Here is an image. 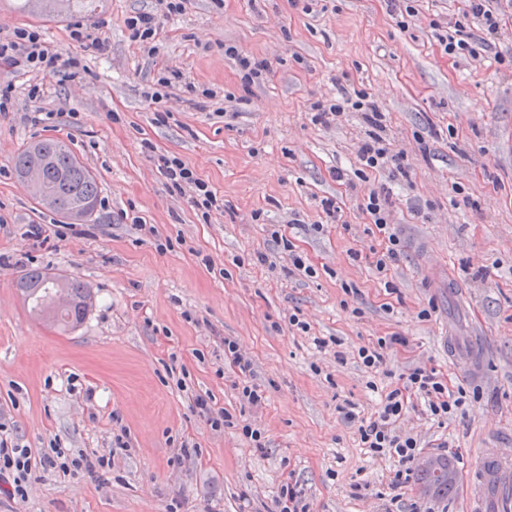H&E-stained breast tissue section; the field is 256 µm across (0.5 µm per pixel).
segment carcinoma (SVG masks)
Returning <instances> with one entry per match:
<instances>
[{"mask_svg": "<svg viewBox=\"0 0 512 512\" xmlns=\"http://www.w3.org/2000/svg\"><path fill=\"white\" fill-rule=\"evenodd\" d=\"M45 163L42 193L54 197L52 210L74 223H86L93 220L99 186L97 177L72 152L70 147L57 138H42L28 142L13 159V169L17 178H22L24 169L34 159ZM57 276L39 268L28 270L18 281V288L29 298L32 312L39 318L46 317L51 305V281ZM86 312L75 307L58 310L53 315V322L62 327H75L81 324ZM445 476L434 482L424 474H419V481L426 485L433 483V490L439 494H448L452 486L450 462L439 460Z\"/></svg>", "mask_w": 512, "mask_h": 512, "instance_id": "cac0c4a2", "label": "carcinoma"}]
</instances>
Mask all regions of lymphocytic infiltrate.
I'll list each match as a JSON object with an SVG mask.
<instances>
[{"mask_svg": "<svg viewBox=\"0 0 512 512\" xmlns=\"http://www.w3.org/2000/svg\"><path fill=\"white\" fill-rule=\"evenodd\" d=\"M187 0H155L153 10L135 13L126 18L125 28L131 42L139 44L149 58L160 55V17L178 15L185 11ZM512 11V0H467V6L455 16L449 17L443 34L438 40L444 51L451 57L469 56L479 58V46L495 42L503 29L506 11ZM105 21L88 23L72 21L69 36L78 44L79 54L62 57L58 49L45 41L37 28H15L11 33L0 36V63L19 75L31 72L46 76H58L73 81L85 73L81 53L93 48L106 50L105 39L98 32L105 28ZM479 30V46H472L471 32ZM311 121L328 126L336 122L344 112L362 113L368 130L361 140L355 171L360 181H367L374 170L388 173L389 186L364 191L358 206L367 213L378 230L386 232L388 246L385 252L374 254L372 265L379 276H386L390 265L396 263L401 253V240L391 232L394 201L391 183L409 180L411 165L405 151L394 150L384 134L385 115L377 103L362 90L342 92L334 99H319L310 106ZM158 171L166 179L170 190L187 195L192 207L211 211L219 208L217 195L208 184L197 177L184 161L173 157H160ZM420 400L424 411L431 418L444 420L462 410L466 402L465 389L450 391L434 372L421 368L414 369L407 378L405 388L394 389L385 395L380 408L366 424L360 425V440L374 456L396 459L399 468L395 473L398 483H405L421 447L418 440L401 431L400 419L405 415L410 399ZM29 448L15 443L9 436L0 435V481H9V494L25 499L32 469L35 465Z\"/></svg>", "mask_w": 512, "mask_h": 512, "instance_id": "obj_1", "label": "lymphocytic infiltrate"}]
</instances>
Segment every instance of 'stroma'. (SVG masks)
<instances>
[{
  "mask_svg": "<svg viewBox=\"0 0 512 512\" xmlns=\"http://www.w3.org/2000/svg\"><path fill=\"white\" fill-rule=\"evenodd\" d=\"M322 2L307 13L294 0H187L182 15L161 18V54L150 60L123 21L153 0H94L92 11L44 19L0 0L2 31L37 27L65 52L69 22L103 19L108 42L105 54L85 52L76 84L0 66V82L15 86L14 108L0 116V425L37 455L61 447L112 459L92 473L34 468L25 500L0 486V512H279L290 479L310 512H465L461 491L481 451L512 449V68L496 62L512 57V17L474 61L448 56L430 25L464 0H417L405 31L387 0ZM228 44L266 59L267 78L244 86ZM163 68L183 81L160 122L144 93ZM340 80L367 90L411 163L409 182L391 185L403 255L384 281L351 258L386 242L350 187L367 126L347 112L323 127L308 110ZM188 82L215 99L200 103ZM33 84L44 111L77 119L26 121ZM45 137L64 140L98 179L85 235L13 173L19 148ZM162 155L216 190L223 211L202 215L170 192ZM326 198L341 222H326ZM136 216L154 232L136 230ZM33 224L46 231L43 246L27 235ZM274 225L314 277L290 271ZM34 267L90 288L79 327L63 333L29 315L16 281ZM296 310L309 332L289 329ZM395 334L405 344L384 349L381 372H365L359 348ZM318 337L335 343L317 347ZM228 338L251 359L252 378L225 358ZM416 368L469 394L448 421L415 409L400 423L422 456L440 457L448 442L456 479L444 497L414 479L392 491L397 462L370 457L342 414L373 416ZM248 381L263 391L262 409L243 401ZM199 395L208 411L196 408ZM223 412L234 427L213 429ZM120 433L128 445L116 451Z\"/></svg>",
  "mask_w": 512,
  "mask_h": 512,
  "instance_id": "obj_1",
  "label": "stroma"
}]
</instances>
